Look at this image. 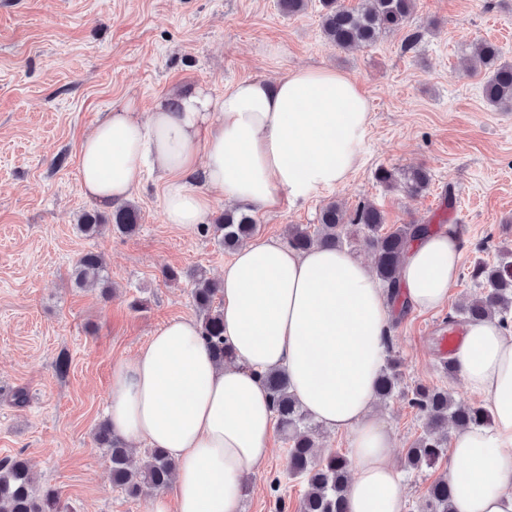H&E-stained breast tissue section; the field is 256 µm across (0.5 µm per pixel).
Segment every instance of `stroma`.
<instances>
[{
    "instance_id": "obj_1",
    "label": "stroma",
    "mask_w": 512,
    "mask_h": 512,
    "mask_svg": "<svg viewBox=\"0 0 512 512\" xmlns=\"http://www.w3.org/2000/svg\"><path fill=\"white\" fill-rule=\"evenodd\" d=\"M320 11L319 0L290 17L276 0H0V459H25L37 488L60 490L71 512H146L149 494L131 498L114 487L107 451L94 440L112 366L134 358L163 324L195 316L187 272L201 268L218 281L231 259L213 234L165 223L162 184L150 172L132 197L141 211L135 235H82L78 219L94 207L77 178L82 139L130 99L144 119L170 93L201 87L217 97L237 81L303 66L340 69L362 86L371 117L362 158L344 184L272 214L254 209L257 235L282 239L289 225H317L331 200L349 209L372 202L391 225L461 226L459 277L445 306L395 317L401 387L378 405L395 440L405 512H421L448 470L445 460L408 467L425 419L405 390L437 385L454 402L478 400L443 371L436 339L475 291L474 262L512 248V112L486 103L483 77L469 63L480 40L512 63V0H416L412 25L422 38L408 53L399 33L339 49L324 40ZM418 166L431 175L418 195L375 178L382 167ZM89 250L105 258V286L72 281L75 260ZM168 267L184 279L165 282ZM136 299L143 308H132ZM20 390L26 402L18 406ZM272 446L248 477L243 512H297L304 486L288 476L282 438Z\"/></svg>"
}]
</instances>
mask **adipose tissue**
<instances>
[{
	"label": "adipose tissue",
	"mask_w": 512,
	"mask_h": 512,
	"mask_svg": "<svg viewBox=\"0 0 512 512\" xmlns=\"http://www.w3.org/2000/svg\"><path fill=\"white\" fill-rule=\"evenodd\" d=\"M127 101L106 112L80 146L78 181L108 209L128 199L145 170L162 182L167 223H204L214 201L277 211L344 183L358 167L370 123L358 82L326 67L276 80L245 79L214 97L197 90L156 101L148 121ZM460 228L413 240L400 268L401 302L443 306L462 259ZM219 365L193 318L155 330L139 354L112 368L108 419L129 443L163 449L174 494L148 512H241L247 477L272 452V401L262 381L285 372L315 421L350 436L347 512H403L393 439L375 414L374 382L394 306L372 271L348 252H299L276 239L244 243L224 267ZM491 423L456 432L448 485L455 512H512V331L498 318L464 326L453 354Z\"/></svg>",
	"instance_id": "ef3b65f1"
}]
</instances>
